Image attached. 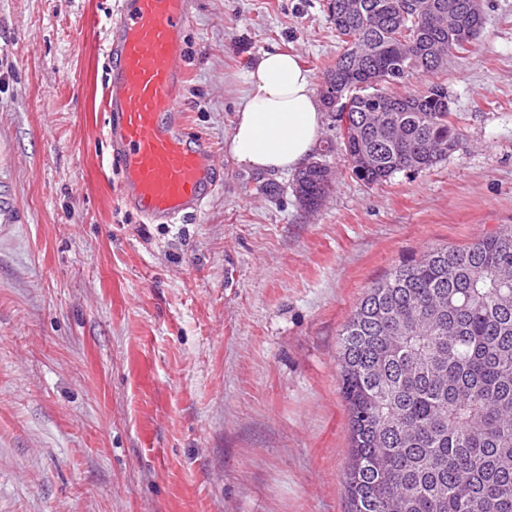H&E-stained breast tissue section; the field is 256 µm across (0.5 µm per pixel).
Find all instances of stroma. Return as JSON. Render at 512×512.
<instances>
[{"instance_id": "obj_1", "label": "stroma", "mask_w": 512, "mask_h": 512, "mask_svg": "<svg viewBox=\"0 0 512 512\" xmlns=\"http://www.w3.org/2000/svg\"><path fill=\"white\" fill-rule=\"evenodd\" d=\"M120 5L0 0V512H344V324L393 268L512 225V0L396 88L443 82L459 147L369 185L324 110L312 212L226 138L258 53L322 83L346 48L326 0H192L182 99L224 184L168 226L123 203L106 137Z\"/></svg>"}]
</instances>
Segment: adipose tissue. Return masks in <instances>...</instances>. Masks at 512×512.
Returning a JSON list of instances; mask_svg holds the SVG:
<instances>
[{"label": "adipose tissue", "mask_w": 512, "mask_h": 512, "mask_svg": "<svg viewBox=\"0 0 512 512\" xmlns=\"http://www.w3.org/2000/svg\"><path fill=\"white\" fill-rule=\"evenodd\" d=\"M239 78L229 156L258 172L298 170L313 153L322 123L311 71L298 55L275 48L259 53Z\"/></svg>", "instance_id": "adipose-tissue-1"}]
</instances>
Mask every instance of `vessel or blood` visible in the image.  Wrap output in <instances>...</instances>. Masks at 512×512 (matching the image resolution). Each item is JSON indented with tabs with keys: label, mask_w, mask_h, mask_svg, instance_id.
Wrapping results in <instances>:
<instances>
[{
	"label": "vessel or blood",
	"mask_w": 512,
	"mask_h": 512,
	"mask_svg": "<svg viewBox=\"0 0 512 512\" xmlns=\"http://www.w3.org/2000/svg\"><path fill=\"white\" fill-rule=\"evenodd\" d=\"M190 0H123L108 39L107 123L126 206L150 222L201 212L218 188L212 147L184 133Z\"/></svg>",
	"instance_id": "obj_1"
}]
</instances>
